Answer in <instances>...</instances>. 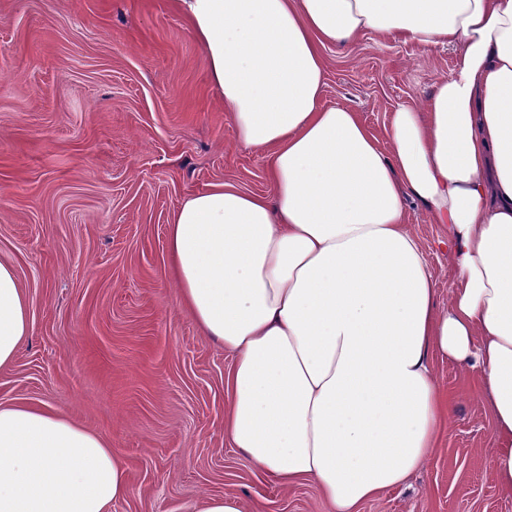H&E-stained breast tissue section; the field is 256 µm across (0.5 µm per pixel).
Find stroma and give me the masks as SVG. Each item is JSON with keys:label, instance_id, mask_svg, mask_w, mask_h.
I'll list each match as a JSON object with an SVG mask.
<instances>
[{"label": "stroma", "instance_id": "1", "mask_svg": "<svg viewBox=\"0 0 512 512\" xmlns=\"http://www.w3.org/2000/svg\"><path fill=\"white\" fill-rule=\"evenodd\" d=\"M324 104H344L387 142L398 105L425 103L456 66L365 32L324 52ZM230 183L273 196L265 153L244 148L173 0H0V259L31 331L0 369V403L26 402L101 434L125 464L111 512H327L313 484L281 485L224 437L222 347L169 277L167 226L189 195ZM406 220L447 307L445 234L416 202ZM452 393L448 432L406 487L360 512H512L493 475L492 419L472 375L434 358Z\"/></svg>", "mask_w": 512, "mask_h": 512}]
</instances>
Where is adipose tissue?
I'll return each mask as SVG.
<instances>
[{
  "mask_svg": "<svg viewBox=\"0 0 512 512\" xmlns=\"http://www.w3.org/2000/svg\"><path fill=\"white\" fill-rule=\"evenodd\" d=\"M238 142L268 154L273 197L189 195L167 231L182 306L232 359L224 435L267 478L312 482L331 512L405 484L454 407L432 357L476 372L494 476L512 498V0H175ZM368 30L458 46L388 147L324 105L325 49ZM448 232L447 311L405 201ZM31 330L0 260V368ZM128 472L72 418L0 404V512H109Z\"/></svg>",
  "mask_w": 512,
  "mask_h": 512,
  "instance_id": "adipose-tissue-1",
  "label": "adipose tissue"
}]
</instances>
